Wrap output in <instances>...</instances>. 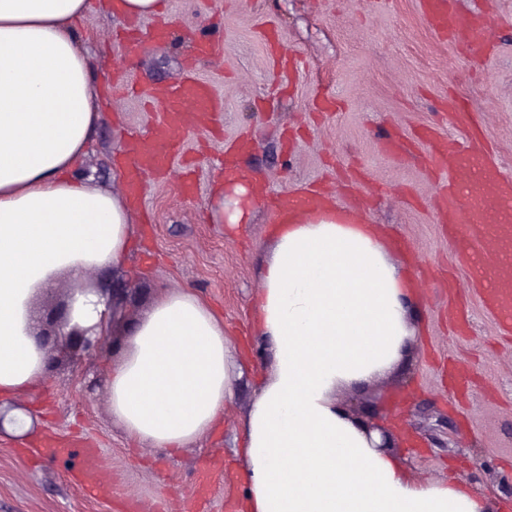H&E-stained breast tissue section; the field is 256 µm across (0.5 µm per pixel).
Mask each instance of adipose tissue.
<instances>
[{"instance_id":"adipose-tissue-1","label":"adipose tissue","mask_w":512,"mask_h":512,"mask_svg":"<svg viewBox=\"0 0 512 512\" xmlns=\"http://www.w3.org/2000/svg\"><path fill=\"white\" fill-rule=\"evenodd\" d=\"M86 6L0 0V399L47 379L35 301L69 281L68 325L104 326L107 301L84 278L124 266L135 241L132 204L77 170L100 120L73 29ZM254 195L217 185L215 219L249 223ZM406 298L372 225L329 204L280 218L256 295L272 363L241 422L244 512H489L470 484H415L336 402L395 362ZM237 367L223 318L192 290L168 292L112 373V416L136 441L186 446L232 399Z\"/></svg>"}]
</instances>
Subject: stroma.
Here are the masks:
<instances>
[{
  "mask_svg": "<svg viewBox=\"0 0 512 512\" xmlns=\"http://www.w3.org/2000/svg\"><path fill=\"white\" fill-rule=\"evenodd\" d=\"M159 19L168 42L127 55L115 33L125 22L87 0L78 28L101 81L102 117L82 166L98 185L123 193L120 159L131 132L144 133L159 112L141 93L182 76L198 38L220 40L218 60L196 65L224 104L185 139L170 169L148 176L138 234L126 266L90 278L94 288L133 279L136 294L94 356L54 352L49 379L27 396L36 433L23 442L0 436V512H239L245 493L237 454L240 418L267 373V349L254 329L259 263L277 217L255 203L247 224L208 219L211 191L224 176V150L240 137L252 146L237 166L249 180L287 195L327 187L337 210L377 225L388 257L413 288L407 313L411 349L359 389L340 392L350 413L395 408L417 430L447 422V449L419 441L398 448L410 477L458 478L502 501L512 481V334L499 330L464 264H450L438 216L448 176L425 160L418 129L460 136L448 122L456 99L480 122L490 159L512 176V0H461L485 10L492 52L473 62L423 23L417 0H164ZM274 29L275 46L263 38ZM332 111L315 106L318 97ZM191 177L195 192L180 185ZM458 291L449 294V277ZM198 292L224 319L231 346L251 348L235 396L203 438L165 451L128 437L113 419L107 381L122 359L127 328L167 290ZM464 308L462 329L451 319ZM468 373L448 387L449 363ZM112 476V493L78 485L87 456Z\"/></svg>",
  "mask_w": 512,
  "mask_h": 512,
  "instance_id": "35a3bbf8",
  "label": "stroma"
}]
</instances>
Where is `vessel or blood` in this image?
I'll use <instances>...</instances> for the list:
<instances>
[{
  "label": "vessel or blood",
  "instance_id": "1",
  "mask_svg": "<svg viewBox=\"0 0 512 512\" xmlns=\"http://www.w3.org/2000/svg\"><path fill=\"white\" fill-rule=\"evenodd\" d=\"M420 14L427 27L442 39L459 44L474 60L489 55L486 16L479 9H462L459 0H420ZM167 37L165 27L133 28L126 38L128 54L135 55ZM213 89L205 80L188 77L173 84L162 103V117L151 132L132 134L126 150L130 156L125 178L128 196L142 197L146 175L167 171L174 154L198 118L223 111ZM453 125L467 130L464 139H446L433 129H422L418 137L427 147L436 167L446 171L449 181L443 188L441 221L448 226V244L459 248L461 224L484 250L497 251L512 245V178L491 165L480 152L470 130L472 115L462 109L450 114ZM481 304L496 314L500 326L512 329V264L496 276L493 287L482 289Z\"/></svg>",
  "mask_w": 512,
  "mask_h": 512
}]
</instances>
